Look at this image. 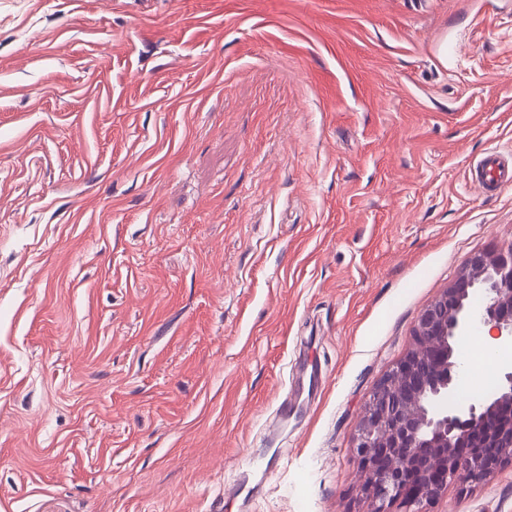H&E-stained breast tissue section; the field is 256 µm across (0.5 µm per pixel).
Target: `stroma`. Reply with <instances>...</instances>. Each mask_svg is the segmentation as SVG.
I'll return each mask as SVG.
<instances>
[{
  "label": "stroma",
  "mask_w": 512,
  "mask_h": 512,
  "mask_svg": "<svg viewBox=\"0 0 512 512\" xmlns=\"http://www.w3.org/2000/svg\"><path fill=\"white\" fill-rule=\"evenodd\" d=\"M491 154L512 0H0V512H367L366 400L512 246ZM478 182L483 189L490 190L512 181V171L508 172L504 165L491 158L481 160L476 168Z\"/></svg>",
  "instance_id": "1"
}]
</instances>
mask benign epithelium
Here are the masks:
<instances>
[{"mask_svg":"<svg viewBox=\"0 0 512 512\" xmlns=\"http://www.w3.org/2000/svg\"><path fill=\"white\" fill-rule=\"evenodd\" d=\"M481 291L475 309L471 297ZM512 345V248L468 256L450 286L418 316L414 345L380 380L353 435L367 512L441 496L512 464V368L492 393L456 398L454 341L476 323Z\"/></svg>","mask_w":512,"mask_h":512,"instance_id":"1","label":"benign epithelium"}]
</instances>
